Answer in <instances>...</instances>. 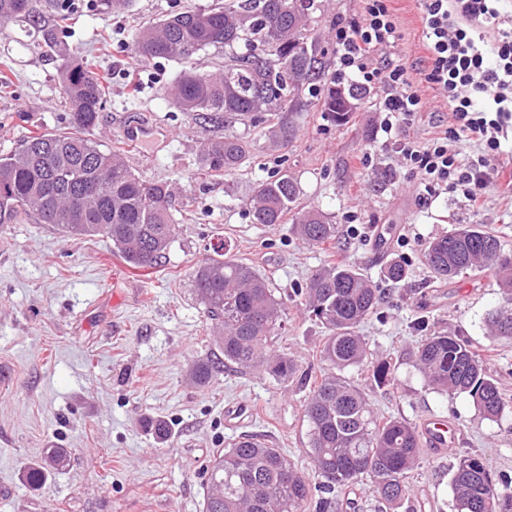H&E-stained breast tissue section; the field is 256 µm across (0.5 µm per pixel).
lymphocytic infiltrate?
I'll list each match as a JSON object with an SVG mask.
<instances>
[{
  "mask_svg": "<svg viewBox=\"0 0 512 512\" xmlns=\"http://www.w3.org/2000/svg\"><path fill=\"white\" fill-rule=\"evenodd\" d=\"M422 40L429 52L428 83L448 98L451 122L427 141L411 137L422 102L404 64L389 53L400 39L387 0H364L359 16L337 22V82L384 89L381 130L393 138L402 166L419 174L424 192H461L472 208L501 191V143L512 130V27L500 0H419ZM477 144V154L465 155Z\"/></svg>",
  "mask_w": 512,
  "mask_h": 512,
  "instance_id": "lymphocytic-infiltrate-1",
  "label": "lymphocytic infiltrate"
}]
</instances>
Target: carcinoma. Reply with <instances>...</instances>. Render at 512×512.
Returning a JSON list of instances; mask_svg holds the SVG:
<instances>
[{"instance_id": "obj_1", "label": "carcinoma", "mask_w": 512, "mask_h": 512, "mask_svg": "<svg viewBox=\"0 0 512 512\" xmlns=\"http://www.w3.org/2000/svg\"><path fill=\"white\" fill-rule=\"evenodd\" d=\"M224 0L212 9L187 10L139 28L133 47L144 61L169 58L185 64L174 86L183 112L218 122L249 119L277 121V136H291L284 112L295 106L306 85L321 77V58L309 40V0ZM0 0V24L22 23L41 33V42L58 58V81L69 109L67 127L34 132L21 149L0 154V224L34 216L64 233L112 240L132 268H153L174 242L177 225L171 213L172 188L137 176L120 152L101 148L91 138L108 86L95 68L77 61L58 41L72 21L73 0ZM248 51H234L239 44ZM211 46L231 53L224 71L212 74L196 66V56ZM324 111L342 124L356 94L332 81L323 88ZM247 144L232 133L208 140L201 152L202 169L212 175L237 168ZM299 189L286 173L259 182L250 200L254 223L279 224L294 208ZM301 239L321 245L336 238V225L317 210L295 213ZM193 272V289L212 321L217 354L197 363L192 379L210 384L221 368L263 369L288 385L296 361L271 350L281 325L283 302L256 270L231 256L224 245ZM428 267L441 280L464 271L493 270L502 278L507 304L489 317L493 335L512 340V254L499 236L477 225H463L429 243ZM310 316L328 332L321 357L328 365L305 400L312 474L299 471L283 451L253 435L219 451L207 467L208 490L203 512H343L350 502L338 493L362 482L387 509L408 497L410 473L419 466L420 440L407 421L375 418L365 392L338 372L367 359L359 327L373 314L381 296L354 266L340 262L311 274L300 290ZM417 365L433 388L467 392L487 418L499 417L506 401L468 337L446 332L425 336ZM379 387L393 383L386 359L371 366ZM68 464L61 449L25 472L34 485ZM454 512H512V489L499 488L482 458L459 459L452 471Z\"/></svg>"}]
</instances>
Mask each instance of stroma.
Here are the masks:
<instances>
[{
    "label": "stroma",
    "mask_w": 512,
    "mask_h": 512,
    "mask_svg": "<svg viewBox=\"0 0 512 512\" xmlns=\"http://www.w3.org/2000/svg\"><path fill=\"white\" fill-rule=\"evenodd\" d=\"M216 0H130L112 9L100 0H74L78 18L61 35L80 59L110 77L109 96L94 140L121 148L142 179L172 184L178 226L166 260L151 270L129 268L105 237L66 234L31 217L0 226V512H200L205 468L217 449L244 434L282 449L304 473L311 470L304 402L324 368L326 332L304 313L300 290L318 268L337 260L363 269L384 300L359 328L369 359L391 357L394 386L381 389L367 367L343 370L364 388L377 418L411 425L434 415L450 419L458 442L447 455L422 449L410 494L396 512H452V467L481 455L498 484L512 485V340L491 336L486 318L506 295L490 270L440 280L424 254L434 238L477 224L512 251V198L490 196L470 209L461 193L422 199L419 177L402 168L380 131V90L361 95L347 123H334L318 96L303 92L285 118L288 143L269 124L224 127L180 111L170 90L184 65L155 59L136 68L132 32L172 13ZM401 32L393 56L410 74L423 108L410 134L431 137L449 121L446 97L425 81L422 20L417 0H390ZM361 0H315L310 34L327 71H334L337 21L359 14ZM37 32L0 25V65L11 78L0 93V153L17 150L29 132L63 128L57 61L39 47ZM136 68L138 91L125 76ZM143 119L153 131L142 144L125 143V121ZM233 133L249 140L248 160L221 176L200 173L209 139ZM299 188L296 206L336 224L334 240L310 245L280 224L254 223L248 200L258 182L279 173ZM252 266L284 302L272 348L297 362L300 375L281 386L260 370L225 367L205 387L190 376L216 350L203 307L193 292L195 265L212 246ZM398 261L408 276L384 279ZM425 319L427 330L416 327ZM429 331L468 337L509 405L484 418L466 393L432 389L416 367V349ZM168 427L154 432L156 421ZM53 448L67 466L38 486L24 470Z\"/></svg>",
    "instance_id": "1"
}]
</instances>
